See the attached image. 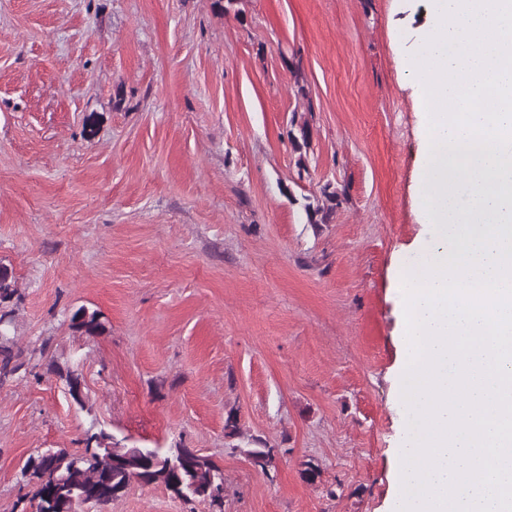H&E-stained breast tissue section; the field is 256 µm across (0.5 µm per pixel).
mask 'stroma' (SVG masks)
<instances>
[{
	"instance_id": "35a3bbf8",
	"label": "stroma",
	"mask_w": 512,
	"mask_h": 512,
	"mask_svg": "<svg viewBox=\"0 0 512 512\" xmlns=\"http://www.w3.org/2000/svg\"><path fill=\"white\" fill-rule=\"evenodd\" d=\"M426 0H0V263L35 374L0 386V512L91 426L224 472V512H384L400 269L424 237ZM313 131L304 166L292 121ZM347 197L332 223L304 206ZM103 335H75L78 308ZM82 374L74 406L48 361ZM236 411L241 434L224 436ZM278 450L269 471L246 449ZM321 467L306 482V461ZM110 512H185L132 483ZM345 191L339 193L336 188L331 184H326L321 189L323 200L322 205H317L316 208L309 204L306 206V215L309 223L312 224H329L336 209L342 204V197Z\"/></svg>"
}]
</instances>
